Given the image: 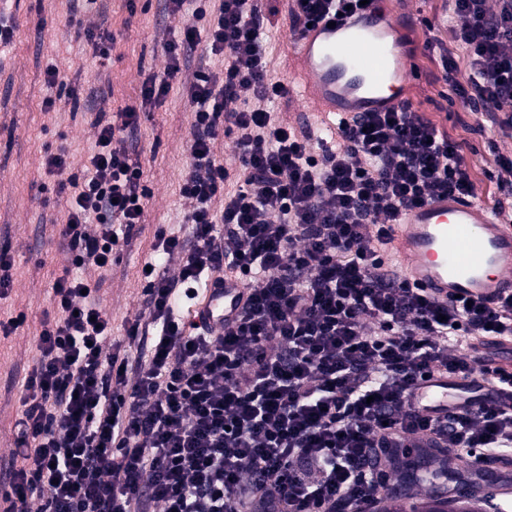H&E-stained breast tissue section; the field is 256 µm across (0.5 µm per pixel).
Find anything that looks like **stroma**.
<instances>
[{
  "label": "stroma",
  "mask_w": 512,
  "mask_h": 512,
  "mask_svg": "<svg viewBox=\"0 0 512 512\" xmlns=\"http://www.w3.org/2000/svg\"><path fill=\"white\" fill-rule=\"evenodd\" d=\"M289 0H269L268 54L275 75L287 77L290 37ZM165 0H106L102 14L77 22L68 0H9L14 43L0 58V250L15 259L12 287L0 299V316L26 314L27 324L0 340V456L16 446L15 424L20 415L23 378L35 363L36 328L51 307L55 273L65 263L63 242L55 232L65 219L69 202L57 193L55 177L46 174V152L65 149L72 168H80L95 145L96 131L85 109L73 108L69 97L45 83L47 65H57L69 86L80 95L95 93L98 106L118 112L138 104L145 78L166 64L164 44L179 32L186 18L164 9ZM387 9L408 22L415 81L410 90L414 108L461 143L475 193L488 204L512 207V193L498 191V162L512 159V130L501 129L474 102L451 98V88L439 66V52L460 56L453 32L443 22V0H386ZM96 25L113 37L112 56L100 60L79 34L80 25ZM182 74L163 102L141 116L135 135L144 179L151 190L142 230L120 253L111 273L87 267L81 275L105 281L104 305L112 317V332L140 313L144 284L140 269L150 254L158 228L181 223L187 209L179 184L188 161L192 115ZM55 97L45 109L46 97Z\"/></svg>",
  "instance_id": "obj_1"
}]
</instances>
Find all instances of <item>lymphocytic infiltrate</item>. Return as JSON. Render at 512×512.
Segmentation results:
<instances>
[{
	"label": "lymphocytic infiltrate",
	"mask_w": 512,
	"mask_h": 512,
	"mask_svg": "<svg viewBox=\"0 0 512 512\" xmlns=\"http://www.w3.org/2000/svg\"><path fill=\"white\" fill-rule=\"evenodd\" d=\"M264 2L219 0L209 13L202 0H166L192 19L166 42L167 67L145 79L140 104L95 113L80 171L65 151L46 155L69 196L67 263L19 397L0 512H351L386 491L380 463L405 434L426 430L449 459L512 460V408L487 400L429 420L403 404L432 371L491 365L473 338L512 336V298L433 302L400 280L386 250L401 209L471 197L461 144L409 106L361 113L332 141L281 122L274 105L289 90L270 68ZM292 2L297 33L360 0ZM452 2L465 56L441 53L442 69L465 66L470 81L455 94L512 128V0L494 11L488 0ZM200 44L224 72L197 69L187 88L180 194L190 208L179 228L159 229L144 311L120 342L101 283L77 271H111L139 232L150 190L128 141ZM227 136L239 158L232 173L215 152ZM228 274L250 291L238 321L219 335L187 328L183 307Z\"/></svg>",
	"instance_id": "lymphocytic-infiltrate-1"
}]
</instances>
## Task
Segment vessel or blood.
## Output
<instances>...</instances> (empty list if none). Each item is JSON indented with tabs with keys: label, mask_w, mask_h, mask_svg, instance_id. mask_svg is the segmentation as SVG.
Returning a JSON list of instances; mask_svg holds the SVG:
<instances>
[{
	"label": "vessel or blood",
	"mask_w": 512,
	"mask_h": 512,
	"mask_svg": "<svg viewBox=\"0 0 512 512\" xmlns=\"http://www.w3.org/2000/svg\"><path fill=\"white\" fill-rule=\"evenodd\" d=\"M289 94L319 112L324 136L335 137L337 119L358 112H393L411 102L410 62L403 31L382 0L336 18L320 20L290 42ZM387 249L401 279L438 302L461 299L490 304L512 297V226L477 197L445 193L401 211ZM249 299L242 279L209 285L189 312L213 333L234 324ZM472 372H433L404 398L407 410L426 418L444 416L464 389L486 387Z\"/></svg>",
	"instance_id": "1"
}]
</instances>
